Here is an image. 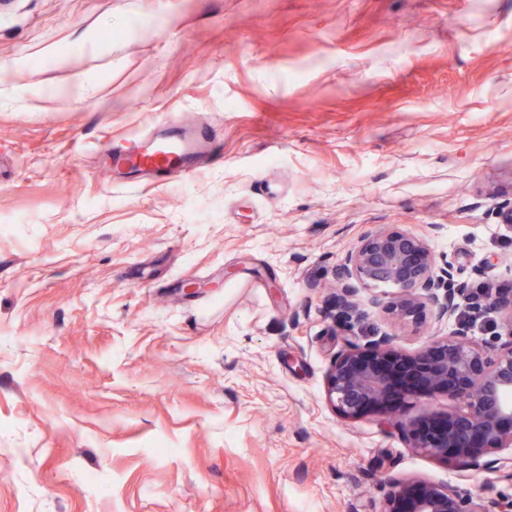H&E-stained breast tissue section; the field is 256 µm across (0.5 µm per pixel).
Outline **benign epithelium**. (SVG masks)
<instances>
[{"instance_id":"7a95c632","label":"benign epithelium","mask_w":512,"mask_h":512,"mask_svg":"<svg viewBox=\"0 0 512 512\" xmlns=\"http://www.w3.org/2000/svg\"><path fill=\"white\" fill-rule=\"evenodd\" d=\"M336 308L348 316L362 288L393 289L390 301L371 300L398 322L419 324L426 310L437 322L461 304L499 317L494 341H477L467 322L446 336H433L414 355L402 353L393 335L365 343L345 340L325 374V395L342 417L370 413L391 418L419 397H443L451 409L432 411L405 425L407 447L461 471L497 470L494 454L512 450V289L487 287L488 302L457 277L453 259L437 266L425 237L380 228L363 235L346 253L339 272ZM382 512H512V498L488 500L450 482L386 472Z\"/></svg>"}]
</instances>
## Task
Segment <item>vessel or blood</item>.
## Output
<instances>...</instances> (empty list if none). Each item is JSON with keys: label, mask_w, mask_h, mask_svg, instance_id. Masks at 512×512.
Segmentation results:
<instances>
[{"label": "vessel or blood", "mask_w": 512, "mask_h": 512, "mask_svg": "<svg viewBox=\"0 0 512 512\" xmlns=\"http://www.w3.org/2000/svg\"><path fill=\"white\" fill-rule=\"evenodd\" d=\"M210 143L207 126L170 117L130 146H113L106 154V162L118 181L129 168L164 178L188 175L196 171Z\"/></svg>", "instance_id": "vessel-or-blood-1"}]
</instances>
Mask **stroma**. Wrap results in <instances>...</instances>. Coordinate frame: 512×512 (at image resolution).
Wrapping results in <instances>:
<instances>
[{
  "instance_id": "1",
  "label": "stroma",
  "mask_w": 512,
  "mask_h": 512,
  "mask_svg": "<svg viewBox=\"0 0 512 512\" xmlns=\"http://www.w3.org/2000/svg\"><path fill=\"white\" fill-rule=\"evenodd\" d=\"M170 115L193 175L113 186ZM512 0H0V512H381L386 467L512 497L341 417L337 269L387 227L512 288Z\"/></svg>"
}]
</instances>
